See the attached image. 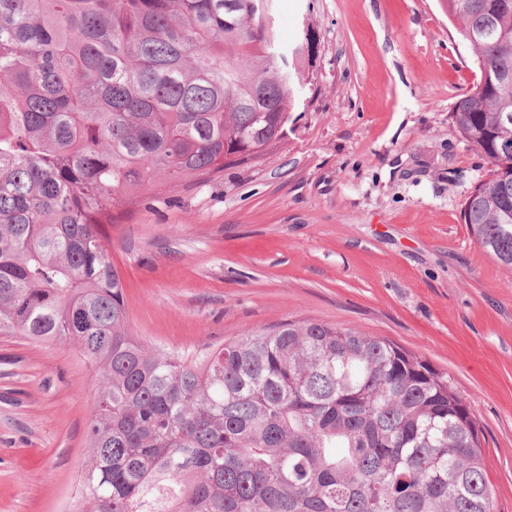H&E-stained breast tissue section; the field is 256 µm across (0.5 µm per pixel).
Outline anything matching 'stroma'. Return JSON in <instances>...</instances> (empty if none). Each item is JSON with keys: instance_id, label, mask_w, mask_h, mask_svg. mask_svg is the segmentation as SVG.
Returning a JSON list of instances; mask_svg holds the SVG:
<instances>
[{"instance_id": "35a3bbf8", "label": "stroma", "mask_w": 512, "mask_h": 512, "mask_svg": "<svg viewBox=\"0 0 512 512\" xmlns=\"http://www.w3.org/2000/svg\"><path fill=\"white\" fill-rule=\"evenodd\" d=\"M309 85L274 150L109 226L132 332L194 356L286 320L381 337L446 372L512 512V270L462 221L491 164L452 127L476 83L440 0H275ZM95 387L75 346L0 335V512H73Z\"/></svg>"}]
</instances>
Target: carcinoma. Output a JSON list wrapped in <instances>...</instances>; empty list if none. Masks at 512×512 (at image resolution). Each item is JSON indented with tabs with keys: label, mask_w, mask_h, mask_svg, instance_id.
<instances>
[{
	"label": "carcinoma",
	"mask_w": 512,
	"mask_h": 512,
	"mask_svg": "<svg viewBox=\"0 0 512 512\" xmlns=\"http://www.w3.org/2000/svg\"><path fill=\"white\" fill-rule=\"evenodd\" d=\"M274 0H0V333L74 345L96 392L74 512H495L448 376L286 320L184 358L131 333L106 225L149 185L284 138L315 35ZM480 79L455 131L491 177L462 218L512 270V0H442Z\"/></svg>",
	"instance_id": "1"
}]
</instances>
